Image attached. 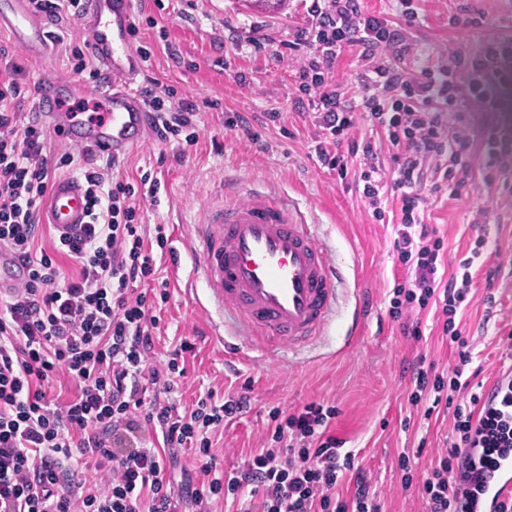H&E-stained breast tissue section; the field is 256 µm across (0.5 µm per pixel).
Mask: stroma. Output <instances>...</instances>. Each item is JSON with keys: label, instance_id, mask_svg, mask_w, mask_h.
Listing matches in <instances>:
<instances>
[{"label": "stroma", "instance_id": "35a3bbf8", "mask_svg": "<svg viewBox=\"0 0 512 512\" xmlns=\"http://www.w3.org/2000/svg\"><path fill=\"white\" fill-rule=\"evenodd\" d=\"M503 2L419 0L421 22L407 35L437 68L448 67L449 52L467 54L497 43L506 46L503 61L512 69V15H506ZM465 9L485 16L487 26L450 25V17ZM308 21L306 0H288L277 12L255 7L253 0H132L137 33L130 43L150 50L147 75L173 89L175 98L199 107L196 143L151 136L119 161L132 184L146 174L159 186L156 199L139 201V221L148 236L160 231L167 238L160 264L169 299L160 313L158 351L166 353L183 340L193 346L184 355L185 375L174 394L179 407H191L209 393L218 402L250 396V410L225 421L212 436L218 466L237 468L263 445L272 408L320 401L335 406L330 431L357 451L385 512H423L417 491L402 485L399 458L416 452L420 466H428L446 448L451 418L445 413L424 418L422 408L410 404L411 372L422 358L442 372L453 368L457 357L441 336L434 310L419 314L418 340L389 316L388 291L404 275L392 254V228L373 218L351 181L340 180L312 156L317 129L284 46ZM86 35L78 18L62 21L46 58L34 61L0 33V47L7 51L0 56V79L17 75L25 119L33 117L39 83L71 76L70 50ZM17 64L23 73L14 72ZM236 112L249 118L250 131L227 127ZM269 112L280 113V120H266ZM228 174L242 193L296 203L341 271L336 316L325 336L301 352L269 354L231 330H218L204 284L191 277L194 226L207 204L229 197ZM476 224L488 228V264L512 267V150L494 184L474 176L459 198L432 205L430 226L444 239L447 272L456 271L466 256ZM461 327L481 368L470 380L475 392L512 365L499 345L501 332L512 330V274L489 286L483 272H476L475 297Z\"/></svg>", "mask_w": 512, "mask_h": 512}]
</instances>
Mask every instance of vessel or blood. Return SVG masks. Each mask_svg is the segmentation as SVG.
Here are the masks:
<instances>
[{"label": "vessel or blood", "mask_w": 512, "mask_h": 512, "mask_svg": "<svg viewBox=\"0 0 512 512\" xmlns=\"http://www.w3.org/2000/svg\"><path fill=\"white\" fill-rule=\"evenodd\" d=\"M27 0H0V28L35 59L44 58L53 21L33 17ZM80 19L90 33L89 49L100 64L104 111L86 117L68 112L63 101L87 96L84 84L51 79L36 89L40 118L70 143L115 158L142 144L150 114L128 76L142 61L128 44L131 0H81ZM84 186L72 176L53 179L42 208L48 223L67 234L88 220ZM196 269L220 314L236 320L240 335L259 338L276 350H298L318 338L333 319L340 273L320 242L315 225L292 202L257 194L208 206L195 227ZM25 270L0 246V294L17 286ZM512 498V457L502 459L474 505V512Z\"/></svg>", "instance_id": "vessel-or-blood-1"}]
</instances>
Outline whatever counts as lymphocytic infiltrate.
Listing matches in <instances>:
<instances>
[{
  "mask_svg": "<svg viewBox=\"0 0 512 512\" xmlns=\"http://www.w3.org/2000/svg\"><path fill=\"white\" fill-rule=\"evenodd\" d=\"M413 2L397 0L391 20L364 13L360 0H311V24L288 50L320 130L318 162L361 183L373 217L392 224L393 255L407 276L394 283L390 316L435 309L456 350L450 371L415 367L411 394L415 405L432 395L425 416L452 409V441L422 478L414 477L409 457L400 466L424 512H466L462 481L480 482L495 454L512 448V419L478 394L457 401L473 358L456 315L471 302V269L484 254L488 230L480 228L458 271L446 275L444 240L429 230L426 212L431 201L459 198L473 166L489 180L501 166L498 128L488 129L479 148L465 128L447 130L449 113L475 104L498 110L491 92L497 50L487 45L455 55L448 69L434 68L399 30L415 25ZM349 50L364 66L360 94L347 98L334 74ZM143 91L156 138L193 144L194 101L167 102L151 77ZM21 98L16 79L0 80V245L28 270L0 299V512H212L217 499L230 501L235 512L254 499L261 512H384L354 453L329 432L335 407L317 401L291 413L273 408L264 446L233 471L217 468L210 435L246 413L250 398L218 403L206 396L185 410L172 399L189 345L156 358L162 332L156 302L168 293L155 289L160 276L152 248L165 246L166 236L148 241L134 185L96 166L91 150L52 152L46 129L22 120ZM73 170L85 184L89 221L57 238L49 252L38 245L41 202L52 179ZM62 256L75 273L64 272ZM62 374L75 381L76 392L58 403L49 391ZM150 433L161 435V443H148ZM464 447L478 449L477 458L461 459ZM178 448L195 451L206 477L201 485L176 481ZM90 466L105 472L104 485L79 478ZM349 473L353 491L344 497L338 487Z\"/></svg>",
  "mask_w": 512,
  "mask_h": 512,
  "instance_id": "lymphocytic-infiltrate-1",
  "label": "lymphocytic infiltrate"
}]
</instances>
